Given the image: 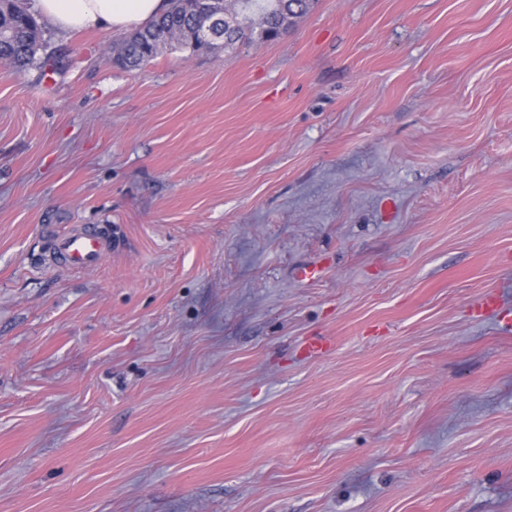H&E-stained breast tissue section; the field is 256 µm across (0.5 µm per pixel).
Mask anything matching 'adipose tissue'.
I'll use <instances>...</instances> for the list:
<instances>
[{"label": "adipose tissue", "mask_w": 512, "mask_h": 512, "mask_svg": "<svg viewBox=\"0 0 512 512\" xmlns=\"http://www.w3.org/2000/svg\"><path fill=\"white\" fill-rule=\"evenodd\" d=\"M169 0H36V8L63 32L97 29L119 33L164 13Z\"/></svg>", "instance_id": "1"}]
</instances>
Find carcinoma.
<instances>
[{
    "mask_svg": "<svg viewBox=\"0 0 512 512\" xmlns=\"http://www.w3.org/2000/svg\"><path fill=\"white\" fill-rule=\"evenodd\" d=\"M306 0H232L224 8V19L212 22V16L197 11L194 0H172V9L144 28L126 36L114 50V62L123 69H140L161 50L174 45L209 50L214 42H201L200 29L212 24L227 34V44L258 37L271 39L289 19L305 12ZM44 25L32 16L22 0H0V60L18 72L30 66L45 68L40 59L44 49Z\"/></svg>",
    "mask_w": 512,
    "mask_h": 512,
    "instance_id": "cac0c4a2",
    "label": "carcinoma"
}]
</instances>
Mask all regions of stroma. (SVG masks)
Segmentation results:
<instances>
[{
	"instance_id": "35a3bbf8",
	"label": "stroma",
	"mask_w": 512,
	"mask_h": 512,
	"mask_svg": "<svg viewBox=\"0 0 512 512\" xmlns=\"http://www.w3.org/2000/svg\"><path fill=\"white\" fill-rule=\"evenodd\" d=\"M44 39L0 63V512H512V0ZM172 9L144 28L126 36L114 50V62L123 69H140L162 49L174 45L192 47L194 51L210 50L214 41L227 34V44L250 40L259 28L258 38L273 40L270 33H280L289 24V19L305 12L306 0H233L231 10L224 5V20L213 27L222 29L219 39L202 43L198 32L207 27L213 15L198 13L195 0H171ZM256 17L258 27L254 26ZM264 27H266L264 29ZM58 255L66 267L88 270L98 265L107 253L105 239L96 228H84L60 239Z\"/></svg>"
}]
</instances>
